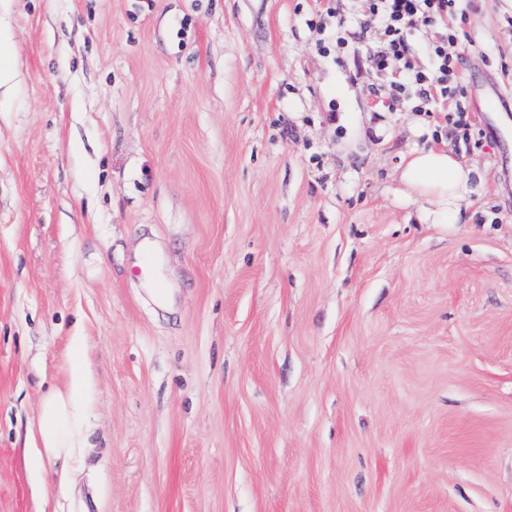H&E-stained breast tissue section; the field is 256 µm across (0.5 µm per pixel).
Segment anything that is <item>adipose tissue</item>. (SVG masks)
I'll list each match as a JSON object with an SVG mask.
<instances>
[{
  "instance_id": "obj_1",
  "label": "adipose tissue",
  "mask_w": 512,
  "mask_h": 512,
  "mask_svg": "<svg viewBox=\"0 0 512 512\" xmlns=\"http://www.w3.org/2000/svg\"><path fill=\"white\" fill-rule=\"evenodd\" d=\"M398 198L414 209L423 224H459L462 209L478 187L472 171L446 148L416 147L396 170ZM90 380L82 364H72L63 387L43 401L36 425L28 434L29 447L47 459L51 468L47 491L64 496L73 473L85 465L89 446L91 409L87 400Z\"/></svg>"
}]
</instances>
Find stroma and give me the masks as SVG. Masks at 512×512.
I'll return each mask as SVG.
<instances>
[{"label":"stroma","instance_id":"stroma-1","mask_svg":"<svg viewBox=\"0 0 512 512\" xmlns=\"http://www.w3.org/2000/svg\"><path fill=\"white\" fill-rule=\"evenodd\" d=\"M326 4L0 0V512H512V13L452 22L425 141L482 186L444 228L396 198L380 29ZM77 334L90 449L46 500L23 438Z\"/></svg>","mask_w":512,"mask_h":512}]
</instances>
